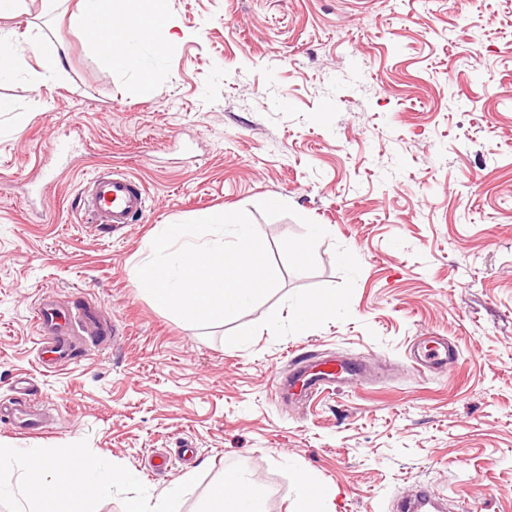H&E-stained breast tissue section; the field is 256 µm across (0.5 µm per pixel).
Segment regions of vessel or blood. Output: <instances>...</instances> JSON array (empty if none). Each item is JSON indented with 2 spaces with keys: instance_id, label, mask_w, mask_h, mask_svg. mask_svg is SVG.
Here are the masks:
<instances>
[{
  "instance_id": "vessel-or-blood-1",
  "label": "vessel or blood",
  "mask_w": 512,
  "mask_h": 512,
  "mask_svg": "<svg viewBox=\"0 0 512 512\" xmlns=\"http://www.w3.org/2000/svg\"><path fill=\"white\" fill-rule=\"evenodd\" d=\"M88 223L120 229L142 216L146 203V189L138 177L104 168L88 179L86 191L79 198ZM38 331L39 344L45 350L47 364L52 368L68 366L74 358V337L80 335L105 336L109 333L98 312L81 304L73 305L68 313H61L55 306L39 304L33 316ZM456 350L442 340L425 345L422 357L416 358L419 371L447 373L449 365L456 363ZM365 371L362 363L343 359H320L303 356L292 365L288 375L277 377L276 394L294 399L312 400L327 392L331 384H339L349 377H361ZM14 399L0 404V421L13 429L30 433L42 428L37 408L28 393L25 381L14 380ZM445 500L433 489L415 486L402 498L399 512H423L425 507L444 505Z\"/></svg>"
}]
</instances>
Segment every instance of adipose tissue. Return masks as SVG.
<instances>
[{"label":"adipose tissue","instance_id":"1","mask_svg":"<svg viewBox=\"0 0 512 512\" xmlns=\"http://www.w3.org/2000/svg\"><path fill=\"white\" fill-rule=\"evenodd\" d=\"M72 22L79 32L97 40L104 29H111L113 39L121 42L122 49L109 52L107 58L119 70L135 65L132 45L149 39V32L158 34L157 39H149L157 51H164L171 42L165 0H148L144 6L138 0H79ZM341 305L332 289L301 300L293 307L288 326L294 332H305ZM15 457L22 469L12 491L16 512H62L67 504L88 502L93 495L137 481L136 473L122 469L113 471L111 480H97V459L79 448L69 449L63 456L54 448H32L22 454L13 448H0V460ZM267 497L264 485L242 470L230 469L212 485L200 512H264Z\"/></svg>","mask_w":512,"mask_h":512}]
</instances>
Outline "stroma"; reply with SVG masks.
<instances>
[{
  "mask_svg": "<svg viewBox=\"0 0 512 512\" xmlns=\"http://www.w3.org/2000/svg\"><path fill=\"white\" fill-rule=\"evenodd\" d=\"M77 3L44 17L25 0L34 25L0 19L28 61L0 81V400L26 377L50 408L42 434L0 423V448H82L100 477L137 474L93 512L158 499L188 471L181 512H196L236 466L269 488L265 512H291L304 470L335 490L332 512H396L418 482L512 512V0H167L168 51L137 48L128 70L74 28ZM58 46L64 70L42 81L37 57ZM144 71L151 92L129 96ZM106 166L139 177L147 202L104 237L78 194ZM204 209L248 211L283 279L202 329L132 269L157 226ZM313 224L329 232L297 264ZM332 288L342 308L289 331L292 304ZM48 296L95 306L116 339L41 371L32 313ZM433 335L460 346L444 376L409 366ZM301 353L366 374L302 406L274 392ZM158 454L170 466L154 473Z\"/></svg>",
  "mask_w": 512,
  "mask_h": 512,
  "instance_id": "1",
  "label": "stroma"
}]
</instances>
